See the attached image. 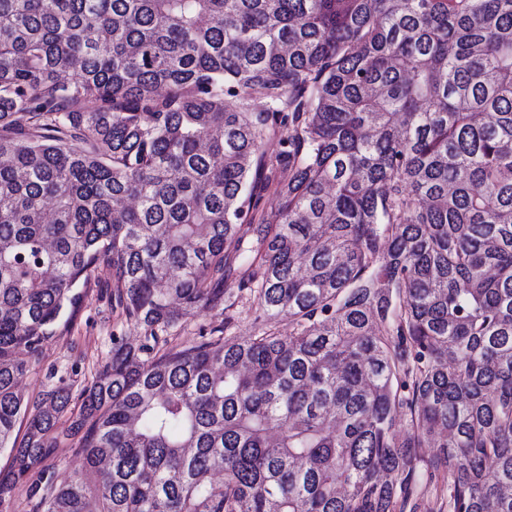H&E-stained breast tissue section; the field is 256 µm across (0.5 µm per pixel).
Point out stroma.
I'll return each mask as SVG.
<instances>
[{"label": "stroma", "mask_w": 512, "mask_h": 512, "mask_svg": "<svg viewBox=\"0 0 512 512\" xmlns=\"http://www.w3.org/2000/svg\"><path fill=\"white\" fill-rule=\"evenodd\" d=\"M142 334V329L116 304L110 271L99 268L82 288L78 309L59 320L55 336L44 343L20 377L19 388L32 401L62 380L71 383L73 391H80L85 379L108 361L113 336L136 344Z\"/></svg>", "instance_id": "obj_1"}]
</instances>
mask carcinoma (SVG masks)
<instances>
[{
    "label": "carcinoma",
    "mask_w": 512,
    "mask_h": 512,
    "mask_svg": "<svg viewBox=\"0 0 512 512\" xmlns=\"http://www.w3.org/2000/svg\"><path fill=\"white\" fill-rule=\"evenodd\" d=\"M101 265L144 336L59 433ZM0 450L37 512H512V0H0ZM110 271L101 266L81 288V301L70 317L65 313L56 334L44 343L19 388L30 401L43 397L59 384L60 379L72 384L78 394L85 378L102 369L112 350V336H122L129 343H140L143 330L128 320L116 304ZM235 314V321L232 328L231 336L246 337L250 336L253 332L251 323L253 319L259 315L256 312L255 306H251V302L246 299H241L237 305L233 308ZM224 311L221 309L200 311L195 317L189 319L176 333L173 344H184L195 340L199 333L210 331L213 327L224 326ZM79 436L71 438L61 448H54L52 456L45 464H54L61 471L73 472L82 467V455L80 453Z\"/></svg>",
    "instance_id": "cac0c4a2"
}]
</instances>
